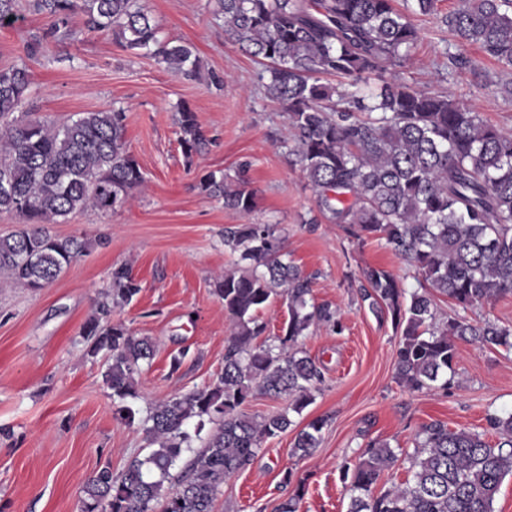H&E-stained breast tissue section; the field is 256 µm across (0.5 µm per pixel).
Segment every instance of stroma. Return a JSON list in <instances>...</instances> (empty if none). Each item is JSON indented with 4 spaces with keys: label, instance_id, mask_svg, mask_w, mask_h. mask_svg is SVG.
Masks as SVG:
<instances>
[{
    "label": "stroma",
    "instance_id": "35a3bbf8",
    "mask_svg": "<svg viewBox=\"0 0 512 512\" xmlns=\"http://www.w3.org/2000/svg\"><path fill=\"white\" fill-rule=\"evenodd\" d=\"M19 0L18 19L0 29V68L26 66L31 96L25 111L60 124L85 112L123 109L125 141L144 184L133 199L108 213L85 211L49 224L51 235L91 240L89 250L52 283L29 289L0 283V512H80L82 488L103 464L121 472L148 443L139 426L117 420L103 383L102 358L87 356L82 332L112 282L128 268L140 292L114 308L113 320L154 344V356L136 376L140 415L155 405L215 380L224 369L232 325L214 292L217 276L235 269L224 248L233 224H273L285 250L311 280L316 303L336 311L342 332L322 326L301 343L325 380L297 426L326 419L319 448L292 456L293 432L266 440L255 460L225 482L216 512H276L288 497L284 472L304 480L298 512H347L350 491L340 477L344 459L368 441L413 451L422 425L488 433L486 417L512 410V353L458 342L455 382L449 391H411L394 378L400 341L358 294L362 269L390 271L404 287L418 274L377 240L358 244L341 227L317 219L315 192L292 164L288 114L271 99L264 67L224 32L215 0H149L162 38L193 46L199 59L187 79L145 53H133L111 35L70 20V34L46 39L36 56L27 43L53 24ZM456 0H439L436 13L413 15L419 38L410 58L368 75L375 92L399 79L417 90L461 96L484 120L512 135V67L484 59L462 44L445 22ZM481 61L474 74L454 57ZM188 103L211 140L186 159L178 142L176 106ZM241 178L255 194L243 215L205 197L202 177ZM181 356L178 370L170 361Z\"/></svg>",
    "mask_w": 512,
    "mask_h": 512
}]
</instances>
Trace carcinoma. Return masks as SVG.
Returning a JSON list of instances; mask_svg holds the SVG:
<instances>
[{"label":"carcinoma","instance_id":"carcinoma-1","mask_svg":"<svg viewBox=\"0 0 512 512\" xmlns=\"http://www.w3.org/2000/svg\"><path fill=\"white\" fill-rule=\"evenodd\" d=\"M17 0H0V28L12 25ZM217 0L224 28L242 50L268 63V95L288 111L293 155L312 184L317 211L359 243L385 241L413 265L422 281L412 290L382 268L363 271L361 298L390 316L400 333L395 377L410 391L448 389L457 342L512 349V329L473 322L468 312L512 295V135L485 122L459 98L416 90L395 79L367 98L354 90L363 74L406 60L418 40L412 14H431L437 0ZM58 22L81 12L85 26L107 32L129 50H144L177 75L191 76L198 59L187 44L159 36L147 0H35ZM446 22L462 44L512 66V0H457ZM326 77L346 79L332 85ZM28 70L0 69V212L25 228L0 237V278L25 288L52 283L83 256L82 236L57 238L46 229L88 210L127 203L144 182L124 139L123 114L88 112L56 126L24 112ZM179 142L186 157L208 139L195 112L178 107ZM201 188L224 207L248 214L255 195L228 177L209 173ZM224 247L240 273L214 282L232 324L224 371L213 382L153 407L141 421L149 454L113 474L98 469L82 488L81 512H214L224 481L249 465L262 443L294 425L323 382L321 364L299 347L320 325L340 329L329 304L313 302L308 277L286 258L272 224L224 229ZM140 286L129 270L112 272V286L83 329L89 353L107 356L103 382L115 415L131 426L139 392L135 375L154 356L149 338L111 320L112 307L130 304ZM453 314L437 322L434 295ZM279 296L288 322L279 345L259 341L266 325L257 313ZM261 394L287 401L260 419L245 412ZM213 424L200 447L206 423ZM497 435L452 430L434 421L416 435L413 453L371 440L345 459L347 512H495L503 480L512 477V411L491 414ZM326 425L315 419L296 431L291 455L312 454ZM190 454L185 475L171 470ZM409 463L411 480L375 493L382 473Z\"/></svg>","mask_w":512,"mask_h":512}]
</instances>
